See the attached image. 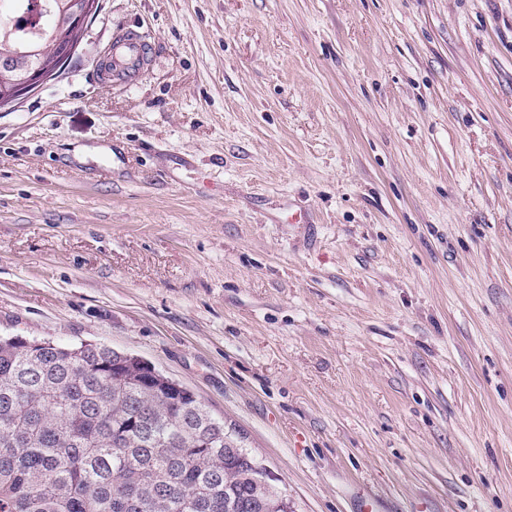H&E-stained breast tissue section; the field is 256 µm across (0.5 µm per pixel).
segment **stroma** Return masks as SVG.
Listing matches in <instances>:
<instances>
[{"mask_svg": "<svg viewBox=\"0 0 512 512\" xmlns=\"http://www.w3.org/2000/svg\"><path fill=\"white\" fill-rule=\"evenodd\" d=\"M1 336L142 357L295 512H512V0H100L0 110ZM150 50L151 45L141 36L123 30L117 32L110 54L114 75L140 72Z\"/></svg>", "mask_w": 512, "mask_h": 512, "instance_id": "35a3bbf8", "label": "stroma"}]
</instances>
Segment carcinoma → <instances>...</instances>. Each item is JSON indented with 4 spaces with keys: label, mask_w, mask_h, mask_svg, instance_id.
Returning <instances> with one entry per match:
<instances>
[{
    "label": "carcinoma",
    "mask_w": 512,
    "mask_h": 512,
    "mask_svg": "<svg viewBox=\"0 0 512 512\" xmlns=\"http://www.w3.org/2000/svg\"><path fill=\"white\" fill-rule=\"evenodd\" d=\"M0 95L78 50L84 0H12ZM52 17L50 26L44 25ZM180 382L98 343L0 339V512H273L288 495Z\"/></svg>",
    "instance_id": "1"
}]
</instances>
